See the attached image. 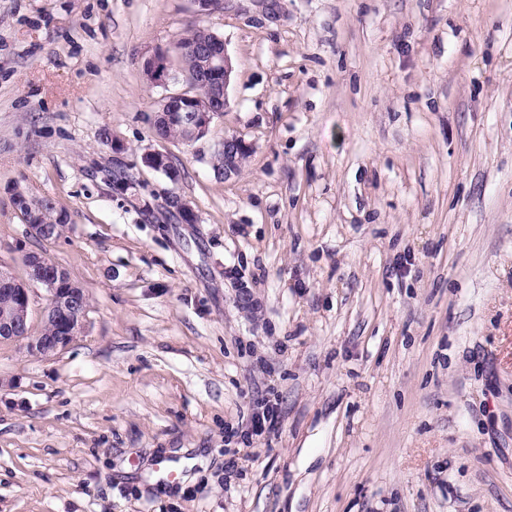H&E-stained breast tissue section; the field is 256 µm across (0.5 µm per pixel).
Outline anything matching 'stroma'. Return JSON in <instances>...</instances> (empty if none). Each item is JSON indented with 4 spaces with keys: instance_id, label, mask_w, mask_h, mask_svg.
<instances>
[{
    "instance_id": "obj_1",
    "label": "stroma",
    "mask_w": 512,
    "mask_h": 512,
    "mask_svg": "<svg viewBox=\"0 0 512 512\" xmlns=\"http://www.w3.org/2000/svg\"><path fill=\"white\" fill-rule=\"evenodd\" d=\"M223 2L0 0V266L88 298L69 346L0 344V512H512V0ZM195 25L229 108L162 142L141 65ZM247 149L246 143L237 136H225L224 139L214 143V152L221 151L224 154H214L212 157V169L215 177L224 181L237 173L238 158L243 150ZM224 168V178L220 177V170ZM217 172V174H216ZM25 190V194L20 197L12 194V201L25 219L31 236L39 241H48L53 237V229L55 238L59 236L63 224L67 223L68 215L57 208L52 198L36 197L26 187ZM267 400L262 407V411L254 412L250 418V435L262 436L266 432H270L275 428L278 420L277 404L270 405Z\"/></svg>"
}]
</instances>
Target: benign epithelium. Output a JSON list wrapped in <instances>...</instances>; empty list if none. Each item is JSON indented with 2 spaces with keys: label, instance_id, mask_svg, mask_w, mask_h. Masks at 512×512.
Masks as SVG:
<instances>
[{
  "label": "benign epithelium",
  "instance_id": "benign-epithelium-1",
  "mask_svg": "<svg viewBox=\"0 0 512 512\" xmlns=\"http://www.w3.org/2000/svg\"><path fill=\"white\" fill-rule=\"evenodd\" d=\"M176 50L175 46L170 50L157 49L145 58L148 63L145 78L149 84L166 87L177 83L172 64ZM198 57L201 69L207 75V96L201 98L183 91L166 94L158 101L152 119L154 123L160 119L185 122L187 143L208 137L214 119L223 115L228 108V87L234 71L224 39L219 35L214 41L201 46ZM245 149L246 143L234 135L214 143V151L224 153V178L228 179L237 173L238 158ZM143 161L146 166L165 172L173 181L178 177L169 155L164 152L148 153ZM166 206L183 223L195 222L192 207L181 196L170 194ZM26 257L25 279L0 267V343L20 341L27 352L45 355L67 346L84 331L88 311L85 291L82 288H60L58 278L45 276L48 268L62 271L46 256L29 252ZM35 285L45 289L47 305L43 314V327L33 335L30 308Z\"/></svg>",
  "mask_w": 512,
  "mask_h": 512
}]
</instances>
